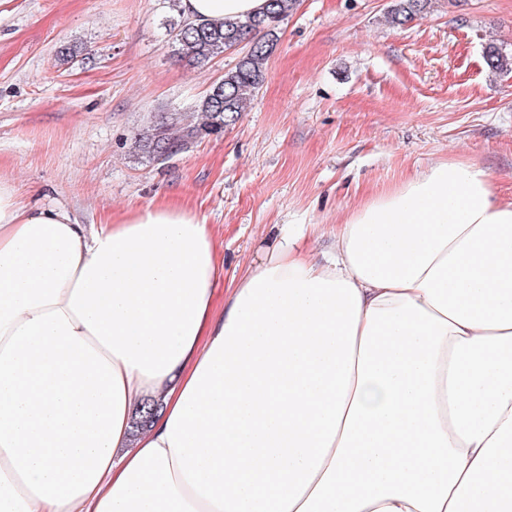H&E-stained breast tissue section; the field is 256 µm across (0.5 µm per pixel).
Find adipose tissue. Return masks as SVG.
I'll list each match as a JSON object with an SVG mask.
<instances>
[{
	"mask_svg": "<svg viewBox=\"0 0 512 512\" xmlns=\"http://www.w3.org/2000/svg\"><path fill=\"white\" fill-rule=\"evenodd\" d=\"M223 271L186 207L91 229L0 179V512H512V203L484 169L367 199L327 262L283 230L218 311Z\"/></svg>",
	"mask_w": 512,
	"mask_h": 512,
	"instance_id": "adipose-tissue-1",
	"label": "adipose tissue"
}]
</instances>
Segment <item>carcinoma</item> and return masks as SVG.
<instances>
[{"label": "carcinoma", "mask_w": 512, "mask_h": 512, "mask_svg": "<svg viewBox=\"0 0 512 512\" xmlns=\"http://www.w3.org/2000/svg\"><path fill=\"white\" fill-rule=\"evenodd\" d=\"M295 2L268 0L265 11L245 18L209 22L187 18L173 24L169 28L173 56L190 67L203 69L243 42L248 51L234 67L224 72L222 84L211 86L196 105L197 111L204 114L203 122L185 126L181 124V116L173 112L151 118L135 138V152L153 163H163L187 151L199 137L221 133L236 124L263 82L264 65L276 48L279 27L293 11ZM431 2L393 0L388 10L389 19L397 26H406L424 18ZM484 63L492 73L512 69V57L495 45L486 47ZM157 413V403H143L133 420L134 427L145 426Z\"/></svg>", "instance_id": "carcinoma-1"}]
</instances>
